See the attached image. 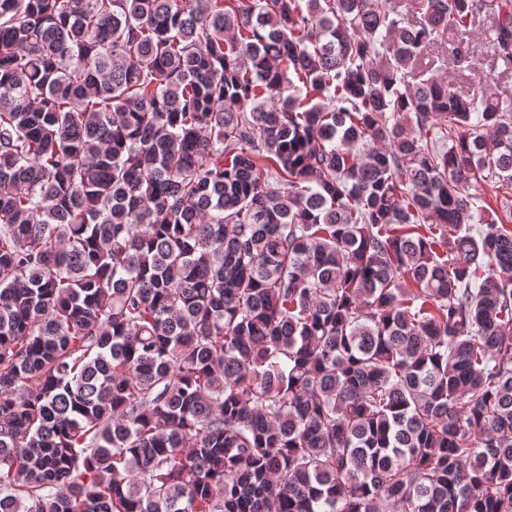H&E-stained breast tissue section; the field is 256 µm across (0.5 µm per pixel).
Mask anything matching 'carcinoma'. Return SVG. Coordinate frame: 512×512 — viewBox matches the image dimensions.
<instances>
[{
	"label": "carcinoma",
	"mask_w": 512,
	"mask_h": 512,
	"mask_svg": "<svg viewBox=\"0 0 512 512\" xmlns=\"http://www.w3.org/2000/svg\"><path fill=\"white\" fill-rule=\"evenodd\" d=\"M412 3L0 0V512H512V0ZM490 29V23H487L486 29L474 33L472 37L473 44L477 47L479 61L473 76V80L477 84L480 80L483 83L487 82L492 92L496 93L500 97L512 98V74L501 73L502 67L497 66L491 49L485 39L488 37V30Z\"/></svg>",
	"instance_id": "cac0c4a2"
}]
</instances>
